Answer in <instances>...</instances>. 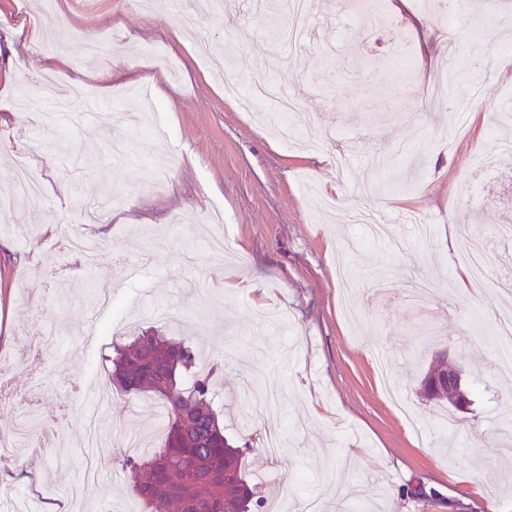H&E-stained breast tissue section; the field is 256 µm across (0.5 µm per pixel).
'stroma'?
<instances>
[{"label":"stroma","mask_w":512,"mask_h":512,"mask_svg":"<svg viewBox=\"0 0 512 512\" xmlns=\"http://www.w3.org/2000/svg\"><path fill=\"white\" fill-rule=\"evenodd\" d=\"M309 16L230 0H55L66 28L18 34L29 0H0V399L41 424L0 458V507L144 508L117 465L126 439L158 447L154 394L94 388L117 345L142 332L190 342L224 434L247 448L267 499L320 512H512V370L490 365L500 287L460 289L461 253L484 239L488 270L512 271V0H385L382 18L313 0ZM228 46L233 76L295 97L302 137L283 143L274 103L245 111L198 40ZM69 56L68 111L28 103L45 57ZM412 58L405 82L393 66ZM110 112L102 129L93 116ZM36 155L38 200L11 192L18 152ZM97 240L94 258L69 244ZM141 273L131 279L128 265ZM438 284L429 304L406 280ZM96 316L86 332L88 316ZM410 398L401 409L377 370ZM457 365L471 393L461 427L420 394L429 364ZM278 395L281 447L245 427L253 392ZM297 473V484L275 473Z\"/></svg>","instance_id":"1"}]
</instances>
